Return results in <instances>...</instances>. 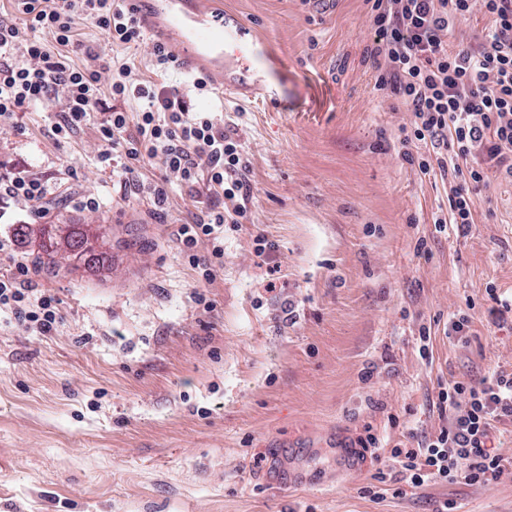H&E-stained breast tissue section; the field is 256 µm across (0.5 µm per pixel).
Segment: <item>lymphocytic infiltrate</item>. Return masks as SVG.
I'll return each instance as SVG.
<instances>
[{"instance_id":"f902f5d3","label":"lymphocytic infiltrate","mask_w":512,"mask_h":512,"mask_svg":"<svg viewBox=\"0 0 512 512\" xmlns=\"http://www.w3.org/2000/svg\"><path fill=\"white\" fill-rule=\"evenodd\" d=\"M15 13L0 12V129L15 128V115L31 105L57 103L58 138H72L101 112L96 125L97 162L121 167L127 184L164 211L168 184L178 181L190 200L208 205L188 212L176 242L202 282L224 267V227L245 219L252 198L250 162L237 131L217 112L192 110L190 94L208 95L207 77L194 76L189 91L144 77L117 57H104L84 41L85 22L108 43L144 49L154 72L176 67L163 45L150 41L127 0H14ZM373 31L367 59L375 88L396 100L407 115L398 153L422 174L439 173L450 185L439 230L467 236L476 222L478 195L493 174L512 175V0H364ZM488 24L476 41L454 43L458 26L474 13ZM82 64H75V56ZM114 108H106V100ZM140 107L126 111L125 103ZM160 177L145 176L146 167ZM21 203L29 217H43L62 203L95 209L96 198L72 185L24 170L0 171V201ZM0 254L12 266L0 271V309L36 328L57 331L59 298L27 287L30 269L11 240L0 238ZM448 423L417 440L408 432L390 458L416 487L432 482L486 484L503 475L504 459L489 446L498 423L512 422V373L493 369L475 381H452L437 393Z\"/></svg>"}]
</instances>
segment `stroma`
Returning a JSON list of instances; mask_svg holds the SVG:
<instances>
[{
	"label": "stroma",
	"instance_id": "35a3bbf8",
	"mask_svg": "<svg viewBox=\"0 0 512 512\" xmlns=\"http://www.w3.org/2000/svg\"><path fill=\"white\" fill-rule=\"evenodd\" d=\"M288 63L275 103L223 94L196 110L235 122L251 163L243 223L224 228V268L198 274L174 233L188 198L169 186L155 220L121 173L100 169L86 126L51 132L58 106L0 132V162L44 177L76 171L95 210L0 223L61 299L50 336L0 311V512H512V469L495 482L407 484L367 430L399 441L447 424L448 381L512 369V322L490 324L494 284L512 295V178L496 175L468 236L437 232L448 183L396 151L403 113L375 92L364 0H220ZM73 224L84 260L39 265V229ZM264 233L274 251L257 255ZM471 306L473 334L449 340ZM296 322L288 324L287 309ZM431 331L432 361L418 352ZM385 471V497L364 487ZM472 323L470 313L460 308L448 318L444 334L458 343H467L468 336H472Z\"/></svg>",
	"mask_w": 512,
	"mask_h": 512
}]
</instances>
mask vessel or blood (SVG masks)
<instances>
[{
    "label": "vessel or blood",
    "mask_w": 512,
    "mask_h": 512,
    "mask_svg": "<svg viewBox=\"0 0 512 512\" xmlns=\"http://www.w3.org/2000/svg\"><path fill=\"white\" fill-rule=\"evenodd\" d=\"M209 2L129 0V6L146 31L170 48L181 69L206 75L226 98L260 94L276 101L277 90L265 70L276 59L270 46L248 25L223 17Z\"/></svg>",
    "instance_id": "obj_1"
}]
</instances>
